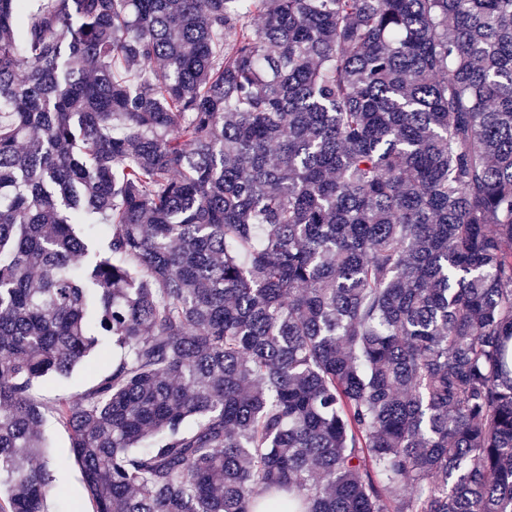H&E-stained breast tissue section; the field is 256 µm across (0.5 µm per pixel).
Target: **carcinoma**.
<instances>
[{
    "label": "carcinoma",
    "mask_w": 512,
    "mask_h": 512,
    "mask_svg": "<svg viewBox=\"0 0 512 512\" xmlns=\"http://www.w3.org/2000/svg\"><path fill=\"white\" fill-rule=\"evenodd\" d=\"M50 413L92 512H512V0H0V512ZM108 368L109 361L100 362L94 369H88L86 363L83 362L67 378L39 380L35 384L33 394L37 399L49 402L73 400L93 385Z\"/></svg>",
    "instance_id": "cac0c4a2"
}]
</instances>
